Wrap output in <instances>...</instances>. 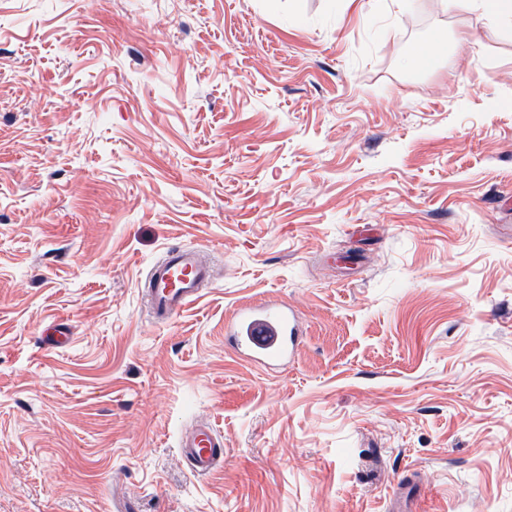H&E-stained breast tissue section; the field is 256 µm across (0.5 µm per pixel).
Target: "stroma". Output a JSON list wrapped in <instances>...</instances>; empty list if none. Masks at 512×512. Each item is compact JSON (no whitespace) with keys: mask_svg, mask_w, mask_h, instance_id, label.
Masks as SVG:
<instances>
[{"mask_svg":"<svg viewBox=\"0 0 512 512\" xmlns=\"http://www.w3.org/2000/svg\"><path fill=\"white\" fill-rule=\"evenodd\" d=\"M171 244L219 275L157 324ZM262 298L302 322L283 367L225 337ZM406 486L402 512H512V29L0 0V512H392ZM178 448L181 460L198 476H207L224 464V438L206 420L183 431Z\"/></svg>","mask_w":512,"mask_h":512,"instance_id":"35a3bbf8","label":"stroma"}]
</instances>
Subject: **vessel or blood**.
<instances>
[{
    "label": "vessel or blood",
    "mask_w": 512,
    "mask_h": 512,
    "mask_svg": "<svg viewBox=\"0 0 512 512\" xmlns=\"http://www.w3.org/2000/svg\"><path fill=\"white\" fill-rule=\"evenodd\" d=\"M217 272L195 249H167L149 268L143 294L151 318L166 322L179 316L212 285ZM227 339L238 354L268 366L288 362L301 330L287 305L268 300L240 307L226 324ZM181 460L196 475L206 476L224 463V438L205 420L178 438Z\"/></svg>",
    "instance_id": "obj_1"
}]
</instances>
